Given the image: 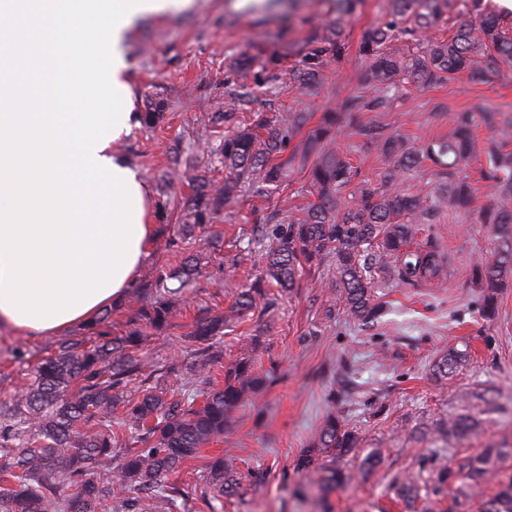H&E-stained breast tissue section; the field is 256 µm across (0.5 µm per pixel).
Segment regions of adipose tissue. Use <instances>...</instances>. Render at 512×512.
Instances as JSON below:
<instances>
[{
    "label": "adipose tissue",
    "mask_w": 512,
    "mask_h": 512,
    "mask_svg": "<svg viewBox=\"0 0 512 512\" xmlns=\"http://www.w3.org/2000/svg\"><path fill=\"white\" fill-rule=\"evenodd\" d=\"M193 0H0V325L61 336L119 302L155 237L115 152L133 21Z\"/></svg>",
    "instance_id": "1"
}]
</instances>
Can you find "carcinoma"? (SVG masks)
I'll return each mask as SVG.
<instances>
[{
  "label": "carcinoma",
  "mask_w": 512,
  "mask_h": 512,
  "mask_svg": "<svg viewBox=\"0 0 512 512\" xmlns=\"http://www.w3.org/2000/svg\"><path fill=\"white\" fill-rule=\"evenodd\" d=\"M326 3V17L311 26L301 46H288V54L274 42L256 55L229 59L224 108L204 119L210 162L224 168V183L193 172L197 165L188 155L171 157L170 171L158 177L157 219L179 226L167 246L181 260L174 267L159 266L148 284L130 290L124 333L112 335L115 308L104 310L85 335L58 340L38 359L23 389L0 398V512H186L192 495L209 506L236 495L248 475L232 455L206 456L202 479L193 485L180 479L188 461L224 441L238 407L268 380V371L253 357L260 337L225 365L211 355L213 341L258 308L273 313L279 300L274 289L296 287L305 268L326 259L336 266L327 287L337 294L338 312L358 322L383 311L377 280L414 284L439 277L442 255L432 246L410 247L414 225L434 224L451 208L471 211L474 188L464 167L479 153L485 156L482 179L493 195L480 223L491 225L496 251L477 266L476 278L483 312L494 315L498 290L512 272V151L494 141L479 147L473 117L510 128L512 117L478 101L459 114L447 135L417 145L361 117L388 111L409 84L424 91L466 70L484 84L495 81L502 66H512V24L488 11L483 0H386L381 21L362 33L358 45L366 65L364 91L346 97L340 111L325 113L315 124L310 113L283 105L247 117L256 94L277 98L289 85L310 90L348 55L345 25L363 0ZM456 8L478 24L442 40H417L447 23ZM249 71L254 82L248 88L236 77ZM163 108L161 101L148 102L141 113L144 126H159ZM342 129L355 139L354 147L381 157L374 178H365L350 162V150L337 143ZM425 166L433 168L429 191L405 190L404 182ZM181 172L189 175L193 190L185 204L169 190ZM293 175L306 180L313 197L303 206L288 205L285 191ZM242 193L265 200L266 212L248 239L237 238L230 246L264 256L265 270L241 288L227 314L200 321L180 336L184 359L169 367L182 372L180 383H152L138 356L140 346L145 336L172 326L185 290L202 274L192 253L196 232L207 233L209 248L221 249L224 235L213 224ZM466 358V352L450 349L433 371L452 376ZM481 429L482 420L468 413L442 423L440 433L461 444ZM358 444L354 428L329 413L299 467L314 470L322 491L343 486L381 462L372 452L355 472L341 466ZM510 461L512 448L489 445L465 458L451 456L427 474L396 477L393 489L398 498L420 504L421 512H433L445 499L443 512H465L478 498L479 512H512ZM490 484L494 490L486 495Z\"/></svg>",
  "instance_id": "carcinoma-1"
}]
</instances>
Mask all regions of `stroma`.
I'll return each mask as SVG.
<instances>
[{
	"label": "stroma",
	"instance_id": "1",
	"mask_svg": "<svg viewBox=\"0 0 512 512\" xmlns=\"http://www.w3.org/2000/svg\"><path fill=\"white\" fill-rule=\"evenodd\" d=\"M325 10L324 0H297L275 14L239 11L232 0H194L188 10L141 20L127 42L134 109L143 111L156 99L164 102L167 116L161 127H134L116 144V152L129 146L137 150L134 168L152 185L177 146L189 143L196 154H206L200 119L224 100L228 59L278 35L301 41ZM384 11L385 0H365L347 27V59L326 70L313 90H290L288 106L319 118L361 91L359 37ZM477 98L491 109L512 113V67L485 85L460 73L444 86L410 92L389 111L372 112L368 118L422 143L446 135L457 112ZM482 165L477 157L467 169L476 189L472 214L451 212L438 223L416 227L413 247L429 243L444 257L439 283H380L378 293L389 312L363 324L330 313L326 283L335 267L326 262L284 293L272 315L249 314L226 333L225 359L234 358L257 335L258 358L274 373L263 392L237 410L223 444L208 449L212 455H234L239 469L254 473L240 495L225 500L224 512H403L391 491L393 478L433 469L437 461L432 449L446 445L438 432L441 423L464 413L482 420L480 435L464 444V453L488 443L512 446V280L500 290L497 310L488 317L474 277L476 266L494 250L487 226L475 217L492 201L480 175ZM262 206L260 198L239 197L225 210L217 230L228 243L249 235ZM222 259L236 260V268L224 274L219 261H209L189 286L186 307L175 317L169 336L155 335L146 342L149 363L161 365L179 356L178 338L188 326L230 307L239 288L262 268L259 254L238 255L229 246ZM54 342L51 336L18 337L0 328V390L12 391L23 382L22 366L10 354L13 345L24 344L40 358ZM453 346L467 351L466 362L454 376L436 378L433 363ZM484 388L487 403L475 404L470 391ZM331 411L357 431L358 456L377 449L382 462L367 481H355L326 498L299 496L311 477L297 469V460Z\"/></svg>",
	"mask_w": 512,
	"mask_h": 512
}]
</instances>
